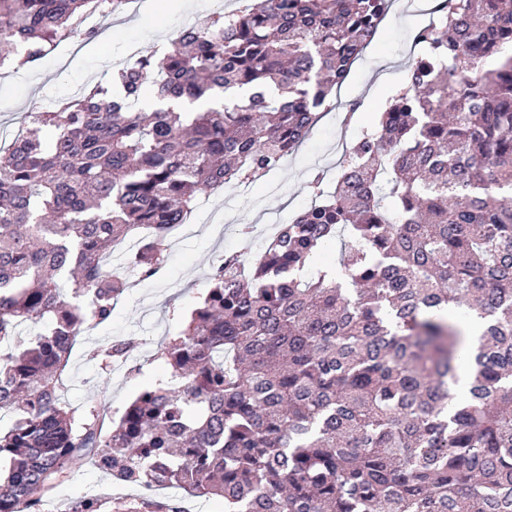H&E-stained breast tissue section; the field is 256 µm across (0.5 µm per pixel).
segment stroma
Listing matches in <instances>:
<instances>
[{
  "label": "stroma",
  "mask_w": 512,
  "mask_h": 512,
  "mask_svg": "<svg viewBox=\"0 0 512 512\" xmlns=\"http://www.w3.org/2000/svg\"><path fill=\"white\" fill-rule=\"evenodd\" d=\"M200 10L179 15L153 13L149 5L114 12L105 25L111 35L106 49L87 44L80 54L71 47L50 53L33 69L0 78V148L8 147L28 125L30 113L48 108L51 100L73 99L89 87L107 83L128 51L144 56L161 53L187 26H201L214 12H230L244 0H199ZM421 23L409 9L391 8L377 35L353 65L330 107L287 163L247 186H225L203 195L192 218L171 235L165 267L152 279L134 281L114 304L109 323L77 337L67 366L61 397L77 414L96 405L100 394L110 399L112 417L144 389L166 379L157 353L162 343L179 335L185 318L205 295L208 277L219 257L236 251H258L261 229L292 221L311 204L310 183L322 171L338 173L337 147L354 143L374 112L403 85L408 50ZM115 340L134 342L129 363L104 370L92 350ZM73 473L51 493L53 512H70L75 501L96 495L102 512H126L143 496L140 487L119 482L77 459Z\"/></svg>",
  "instance_id": "35a3bbf8"
}]
</instances>
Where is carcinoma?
Listing matches in <instances>:
<instances>
[{
	"label": "carcinoma",
	"instance_id": "1",
	"mask_svg": "<svg viewBox=\"0 0 512 512\" xmlns=\"http://www.w3.org/2000/svg\"><path fill=\"white\" fill-rule=\"evenodd\" d=\"M123 0H0V67L32 66ZM392 0H258L162 55L30 115L0 155V512H40L76 458L121 482L224 499V512H512V0H435L422 54L334 191L250 259L226 253L108 433L60 390L84 330L156 276L198 196L280 166ZM154 87L160 107L133 111ZM224 95L205 112L173 99ZM51 131L49 142L40 132ZM339 267L305 277L323 242ZM486 319L471 346L462 322ZM130 345L93 353L102 365ZM467 359L465 395L454 398Z\"/></svg>",
	"mask_w": 512,
	"mask_h": 512
}]
</instances>
